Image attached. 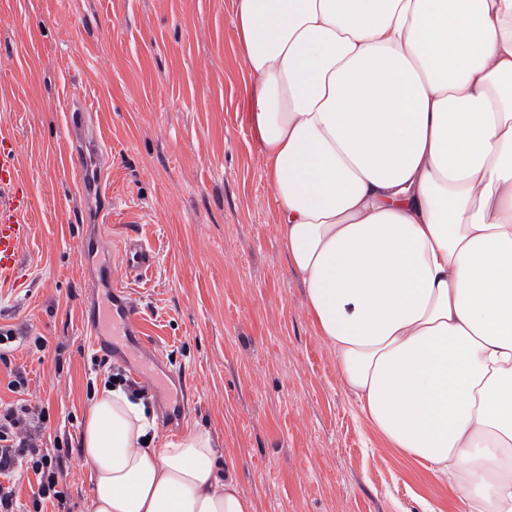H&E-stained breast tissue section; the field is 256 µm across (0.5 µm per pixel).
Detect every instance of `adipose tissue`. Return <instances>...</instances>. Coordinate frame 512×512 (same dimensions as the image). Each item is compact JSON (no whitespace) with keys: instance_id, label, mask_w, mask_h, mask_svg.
<instances>
[{"instance_id":"1","label":"adipose tissue","mask_w":512,"mask_h":512,"mask_svg":"<svg viewBox=\"0 0 512 512\" xmlns=\"http://www.w3.org/2000/svg\"><path fill=\"white\" fill-rule=\"evenodd\" d=\"M288 263L379 436L512 512V0H236ZM90 404L92 512H252L208 434Z\"/></svg>"}]
</instances>
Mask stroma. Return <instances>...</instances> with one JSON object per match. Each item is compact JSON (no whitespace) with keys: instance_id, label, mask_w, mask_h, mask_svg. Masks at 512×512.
<instances>
[{"instance_id":"obj_1","label":"stroma","mask_w":512,"mask_h":512,"mask_svg":"<svg viewBox=\"0 0 512 512\" xmlns=\"http://www.w3.org/2000/svg\"><path fill=\"white\" fill-rule=\"evenodd\" d=\"M234 0H0V127L19 140L32 192L24 277L0 290V330L46 410L45 436L79 441L98 384L132 378L136 358L93 368L86 329L95 230L154 252L130 283L161 355L146 361L191 413L167 416L149 391L153 447L189 430L215 444L216 478H234L253 512H461L447 480L385 444L339 380L276 229ZM83 97L112 161L111 223H85L66 176L65 112ZM44 337L36 348L33 340ZM69 512H92L91 470L68 461Z\"/></svg>"}]
</instances>
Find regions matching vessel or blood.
<instances>
[{"mask_svg":"<svg viewBox=\"0 0 512 512\" xmlns=\"http://www.w3.org/2000/svg\"><path fill=\"white\" fill-rule=\"evenodd\" d=\"M88 107L84 100H72L66 115L67 127L76 129L69 155V173L75 174L85 193L86 220L96 224L112 218V193L104 173L108 160L99 150V138L86 128ZM31 190L17 167V140L0 131V286L22 277L20 248L32 233L28 221ZM152 250L135 237L126 238L119 274H105L96 286L112 297V307L104 320L91 325L92 344L97 348H121L127 343L148 345L142 316L128 301L126 285L140 278L153 264Z\"/></svg>","mask_w":512,"mask_h":512,"instance_id":"b4317fda","label":"vessel or blood"}]
</instances>
